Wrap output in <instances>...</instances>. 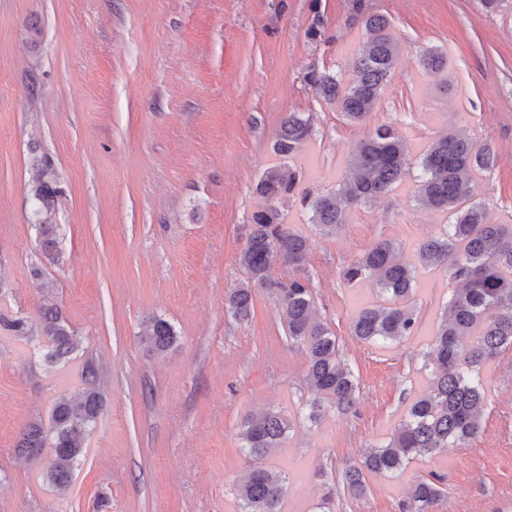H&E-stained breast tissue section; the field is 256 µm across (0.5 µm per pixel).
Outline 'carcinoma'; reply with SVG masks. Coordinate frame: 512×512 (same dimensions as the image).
Returning a JSON list of instances; mask_svg holds the SVG:
<instances>
[{
	"mask_svg": "<svg viewBox=\"0 0 512 512\" xmlns=\"http://www.w3.org/2000/svg\"><path fill=\"white\" fill-rule=\"evenodd\" d=\"M356 13L366 41L348 77L311 68L304 82L318 99L360 124L375 110L401 47L389 33L386 15L366 11L364 0H356ZM447 64L445 56L435 50L419 58V65L433 73ZM312 137L311 118L290 112L280 123L275 150L289 157ZM32 162L38 169L30 193L39 249L42 258L54 264L60 250L52 215L62 190L46 157L35 155ZM496 163L497 155L487 142L477 144L450 132L439 136L420 158L416 201L448 213L453 222L444 233L419 245L416 265L405 260L400 243L383 239L343 272L349 284L372 281L380 298L379 303L361 310L351 325L353 336L371 343L415 334L417 265L443 269L451 281V298L431 350L424 355L423 368L430 369L428 388L412 402L387 444L371 448L361 462L345 468L343 489L354 497L365 493L367 476L397 474L415 459L446 453L480 433L486 399L483 370L502 350L512 348V224L489 222L486 202L474 199L477 177L492 171ZM410 169L406 142L393 126L378 125L351 150L347 174L338 187L317 194L304 191L300 202L311 212V223L320 233L331 235L345 224L349 211L377 202ZM297 185V174L290 169H270L260 178L257 191L268 205L253 214L246 245L237 255L245 279L229 291L225 305L228 312L245 320L255 292L261 289L281 306L288 338L306 353L304 384L313 398L305 418L316 424L328 408L338 413L352 411L357 383L343 359L338 336L317 318L310 279L297 276L285 282L272 275L278 265L302 267L308 255V239L288 228L277 206ZM0 328L19 339L41 338L43 360L49 365L62 362L75 347L74 331L54 305H43L36 318L20 311L9 317L0 314ZM177 339L174 327L163 318L152 319L141 336L146 350L154 354L167 351ZM80 378L84 384L81 399L56 403L49 427L27 425L16 445L35 457L49 449L44 478L58 489L71 483L74 467L85 457L86 429L102 410L98 369L87 363ZM291 428L288 416L271 408L243 419L241 450L249 471L236 487L237 512H283L288 477L267 465L265 458L283 444ZM440 495L436 482L421 478L412 486L403 512H429Z\"/></svg>",
	"mask_w": 512,
	"mask_h": 512,
	"instance_id": "carcinoma-1",
	"label": "carcinoma"
}]
</instances>
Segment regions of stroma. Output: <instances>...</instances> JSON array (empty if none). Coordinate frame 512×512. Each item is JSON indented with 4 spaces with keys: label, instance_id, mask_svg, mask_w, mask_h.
<instances>
[{
    "label": "stroma",
    "instance_id": "1",
    "mask_svg": "<svg viewBox=\"0 0 512 512\" xmlns=\"http://www.w3.org/2000/svg\"><path fill=\"white\" fill-rule=\"evenodd\" d=\"M391 17L401 54L367 123L353 124L303 80L309 67L346 72L362 48L354 0H0V313H34L43 301L33 205L32 153L44 154L62 194L53 222L61 258L46 266L54 302L80 340L51 367L32 346L0 335V512H237L245 473L239 431L273 407L293 421L269 464L289 475L284 512H315L324 483H341L366 448L386 444L430 375L422 355L450 298L448 279L419 268L414 336L378 345L351 334L376 301L343 268L378 240L404 257L441 234L448 215L419 207L406 177L377 203L322 235L298 195L287 223L309 240L302 269L322 318L340 339L358 383L354 412L303 421L307 358L288 340L280 309L257 292L249 320L225 310L244 274L236 257L264 199L263 172L290 166L300 189L336 188L351 146L375 125L395 126L412 160L460 131L498 156L475 192L497 224L512 222V0H366ZM319 26L320 39L308 35ZM440 73L418 64L427 49ZM311 116L312 139L292 157L273 151L281 119ZM168 320L173 348L148 354L145 322ZM93 362L103 410L70 486L43 478L45 460L18 452L21 431L48 422L56 400L78 398ZM479 435L373 476L335 512H402L420 478L442 479L430 512H512V350L487 366Z\"/></svg>",
    "mask_w": 512,
    "mask_h": 512
}]
</instances>
